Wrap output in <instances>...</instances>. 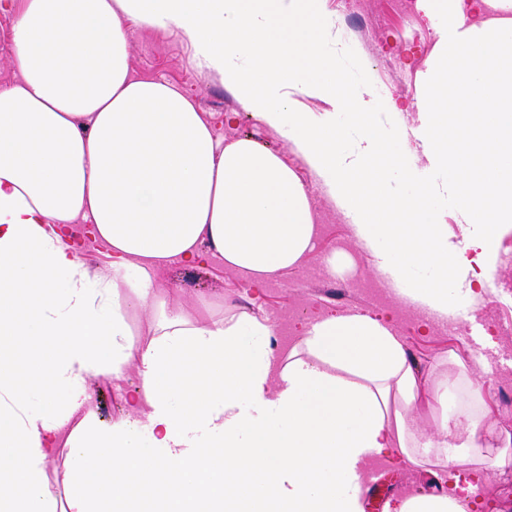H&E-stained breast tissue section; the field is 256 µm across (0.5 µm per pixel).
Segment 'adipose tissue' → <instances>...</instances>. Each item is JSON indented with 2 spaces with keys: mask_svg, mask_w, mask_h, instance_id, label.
Here are the masks:
<instances>
[{
  "mask_svg": "<svg viewBox=\"0 0 512 512\" xmlns=\"http://www.w3.org/2000/svg\"><path fill=\"white\" fill-rule=\"evenodd\" d=\"M423 2L456 20L422 90L424 148L448 179L406 198L375 101L325 50L340 33L321 0H0L19 73L0 89V512H363L372 458L396 447L427 464L418 376L389 323L321 315L283 360L269 318L203 320L156 285L157 270L203 248L253 284L278 278L320 227L278 154L219 140L183 90L132 77L126 28L175 26L200 68L324 179L395 293L444 320L483 292L512 233V0ZM306 98L351 108L363 133L350 149ZM443 191L459 223L479 227L464 248L428 208ZM74 224L108 246L111 275L81 259ZM419 266L436 279L403 287ZM144 307L157 314L139 343L131 320ZM130 365L129 410L102 423L86 381ZM144 428L161 456L142 452ZM62 443L74 466L59 499L47 467ZM475 490L458 474L398 512H468Z\"/></svg>",
  "mask_w": 512,
  "mask_h": 512,
  "instance_id": "obj_1",
  "label": "adipose tissue"
}]
</instances>
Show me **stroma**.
<instances>
[{
	"instance_id": "1",
	"label": "stroma",
	"mask_w": 512,
	"mask_h": 512,
	"mask_svg": "<svg viewBox=\"0 0 512 512\" xmlns=\"http://www.w3.org/2000/svg\"><path fill=\"white\" fill-rule=\"evenodd\" d=\"M324 10L346 37L338 49L336 69L353 91L369 93L380 108L401 106L398 117L388 118L386 146L396 157L392 180L406 196L415 195L424 184L447 179L445 170L430 166L422 154L418 133L429 116L418 107L419 74L425 71L440 36L448 29L447 15L418 11L405 16L397 0H371L363 13L346 11L339 0H326ZM129 65L133 77L165 80L189 93L199 112L225 141L251 138L276 152L292 167L308 188L312 206L321 226L315 251L299 267L278 279L259 286H246L244 278L220 265L200 262L174 263L157 272L159 285L171 300L197 305L201 318L222 315L231 306L276 323V346L289 351L298 343L304 322L325 312H360L391 323L401 336L407 355L420 376L415 414L421 429L439 434L443 419H456L474 409L467 380L482 384L487 410L478 436L482 456L496 457L504 439L512 436V406H505L503 390H512V348L503 347L497 321L512 319V292L502 281L512 280V249L499 244L486 291L478 300L463 306L453 316L460 330L440 334L437 327L422 331L423 316L400 303L385 287L375 268L373 253L360 245L322 180L279 132L256 118L239 97L217 75L198 68L192 46L175 27L144 28L130 24ZM345 244L350 261L340 263L336 278L345 289L341 300L325 297L322 260ZM210 298L208 305L197 303L199 295ZM449 381L448 402L440 404L436 390ZM134 370H127L123 382L111 373L92 375L87 389L99 417L111 421L126 414V392L136 384ZM388 449L378 462L385 478L377 488L373 503L379 512L411 493L434 492L435 481L445 479L444 465L405 467ZM466 449L449 448L448 458L460 471L476 470L466 462ZM481 480L470 499L469 512H506L512 506V459L505 465L478 468Z\"/></svg>"
}]
</instances>
